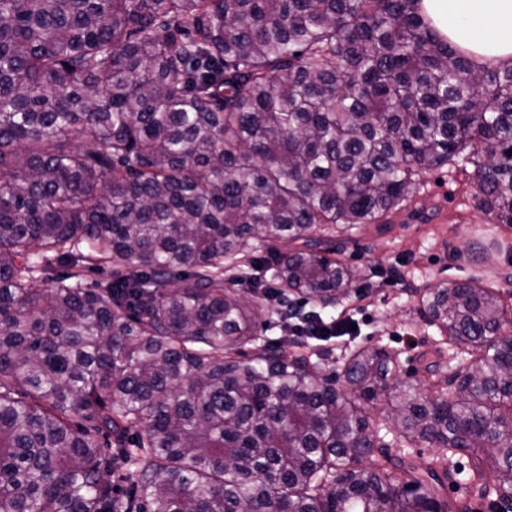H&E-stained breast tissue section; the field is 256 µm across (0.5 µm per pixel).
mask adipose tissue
<instances>
[{"label":"adipose tissue","instance_id":"obj_1","mask_svg":"<svg viewBox=\"0 0 512 512\" xmlns=\"http://www.w3.org/2000/svg\"><path fill=\"white\" fill-rule=\"evenodd\" d=\"M439 36L486 66L512 60V0H419Z\"/></svg>","mask_w":512,"mask_h":512}]
</instances>
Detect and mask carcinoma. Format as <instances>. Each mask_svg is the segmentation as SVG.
I'll use <instances>...</instances> for the list:
<instances>
[{
	"mask_svg": "<svg viewBox=\"0 0 512 512\" xmlns=\"http://www.w3.org/2000/svg\"><path fill=\"white\" fill-rule=\"evenodd\" d=\"M416 2L0 0V512H470L444 495L462 456L512 512L494 292L422 294L477 355L433 395L383 348L339 388L258 336L255 254L335 305L354 274L321 230L381 223L422 169L461 160L512 226V64L476 68ZM381 400L427 463L380 441Z\"/></svg>",
	"mask_w": 512,
	"mask_h": 512,
	"instance_id": "cac0c4a2",
	"label": "carcinoma"
}]
</instances>
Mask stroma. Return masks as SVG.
<instances>
[{
    "label": "stroma",
    "mask_w": 512,
    "mask_h": 512,
    "mask_svg": "<svg viewBox=\"0 0 512 512\" xmlns=\"http://www.w3.org/2000/svg\"><path fill=\"white\" fill-rule=\"evenodd\" d=\"M476 193L461 168L428 169L384 223L353 232L341 259L356 279L350 297L331 313L354 309L361 331L322 347L327 370L342 372L351 354L367 346L395 353L401 376L423 382L437 368L468 365L466 353L449 356L417 293L478 279L500 292L512 312V228L479 211ZM400 262L407 280L396 284L389 272Z\"/></svg>",
    "instance_id": "35a3bbf8"
}]
</instances>
